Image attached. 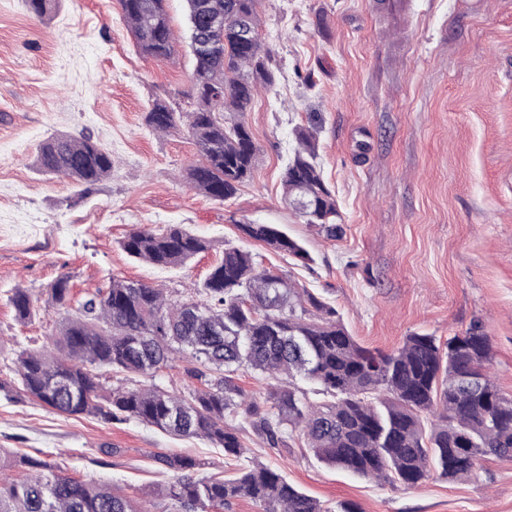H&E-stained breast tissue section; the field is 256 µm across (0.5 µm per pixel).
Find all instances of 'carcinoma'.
<instances>
[{"mask_svg":"<svg viewBox=\"0 0 512 512\" xmlns=\"http://www.w3.org/2000/svg\"><path fill=\"white\" fill-rule=\"evenodd\" d=\"M167 0H119L137 50L167 61L176 53ZM258 0H185L193 58L195 107L180 112L155 101L145 122L156 133L186 125L199 160L186 177L207 197L224 202L251 177L259 155L244 121L255 96L275 84L270 50L259 33ZM218 42L209 52L201 42ZM320 126L295 130L296 147L283 173L284 200L305 223L336 236L338 211L316 162ZM38 170L70 179L87 192L112 172V153L89 136L56 134L36 155ZM249 238L304 265V246L273 224H240ZM129 256L158 267L185 264L205 241L180 224L161 233L135 229L121 241ZM48 293L69 307L70 278L58 277ZM197 298L172 301L142 281L114 280L65 319L54 341L57 353L23 350L15 360L23 390L51 410L91 415L103 422L134 419L181 437L202 438L238 458L246 451L240 429L249 422L270 448L300 431L325 464L378 482L417 488L432 470L450 480L471 477L489 455L512 458V393L492 380V341L479 324L441 342L414 334L390 353L359 345L337 311L283 273L261 268L236 246L196 289ZM19 319L32 313L31 296L16 288L8 297ZM177 355L200 386L179 395L153 385L116 388L102 395L100 370L152 375ZM246 365L277 381L262 404L233 383ZM318 385L332 401L310 402L294 379ZM156 462L178 474L161 491L170 512H224L248 498L261 512H324L277 471L260 466L235 478L196 479L203 463L160 453ZM29 474L4 477L0 512H142L129 496L105 484L62 476L41 460L26 461Z\"/></svg>","mask_w":512,"mask_h":512,"instance_id":"carcinoma-1","label":"carcinoma"}]
</instances>
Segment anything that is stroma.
I'll return each instance as SVG.
<instances>
[{
  "instance_id": "1",
  "label": "stroma",
  "mask_w": 512,
  "mask_h": 512,
  "mask_svg": "<svg viewBox=\"0 0 512 512\" xmlns=\"http://www.w3.org/2000/svg\"><path fill=\"white\" fill-rule=\"evenodd\" d=\"M257 10L277 82L244 117L259 164L236 198L220 202L184 178L197 159L187 129L158 134L145 123L153 101L192 106L183 0H168L179 44L164 62L138 52L118 0H60L41 20L24 0H0V462L16 478L26 459L54 463L143 512L171 508L160 491L175 475L154 462L159 452L200 460L199 478L270 466L325 512L344 502L359 512H512V458L489 457L468 480L435 475L407 489L332 468L297 434L267 447L240 417L247 452L228 459L202 439L61 415L22 391L17 354L50 346L66 316L48 294L58 276L69 275L75 306L115 279L185 300L230 244L323 297L371 350L393 351L414 333L445 341L481 324L495 382L512 392V0H260ZM314 119L317 162L340 215L333 238L283 200L294 131ZM54 133L98 141L114 159L111 174L86 193L42 175L37 148ZM170 224L206 250L160 268L120 247L133 229ZM243 224L281 226L310 264L244 237ZM17 287L33 303L25 322L8 302ZM101 382L177 394L195 385L177 360L151 378L110 371Z\"/></svg>"
}]
</instances>
